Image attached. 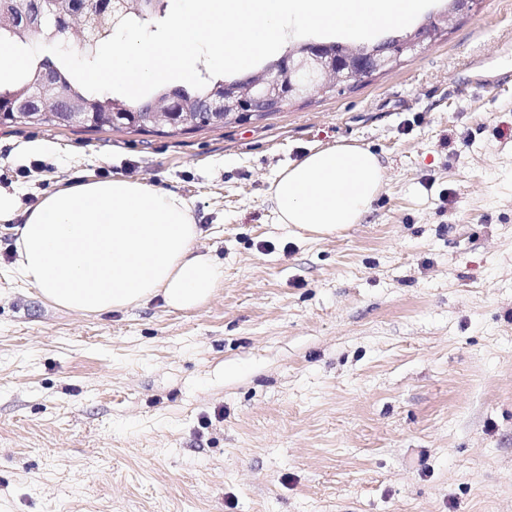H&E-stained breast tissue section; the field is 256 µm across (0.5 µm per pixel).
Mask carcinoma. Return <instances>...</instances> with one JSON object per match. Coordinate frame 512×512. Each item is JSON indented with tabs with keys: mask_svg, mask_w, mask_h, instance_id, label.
<instances>
[{
	"mask_svg": "<svg viewBox=\"0 0 512 512\" xmlns=\"http://www.w3.org/2000/svg\"><path fill=\"white\" fill-rule=\"evenodd\" d=\"M163 2L165 0H116L114 6L117 7L118 16L122 18L153 23L167 16V13L159 12V5ZM73 28L78 35L80 53L85 57H94L98 46L110 38V27L107 22L91 32L82 29L80 22L69 21L68 15L63 14L60 16L59 26L54 27L28 14L25 11L24 0H0V36L17 44L32 46L37 41H56L70 34ZM52 66L61 96L80 100L82 111L72 114L49 102L42 105L38 112H4L0 114V125L79 127L89 132L108 127L112 130L126 129L169 136L188 130L222 128L232 124V121L225 120L222 113L200 111V104L205 98L220 93L224 89V84L243 82L257 74V71L252 70L228 78L224 75L212 77L206 73L204 78L207 79V84L202 89H195L189 85L162 86L149 93L144 102L133 104L105 94L86 91L56 57L52 59ZM40 79V72L36 69L31 70L23 81L3 91L0 90V102H7L17 95L26 93ZM173 97L183 101L186 106V120L178 125L160 120L156 113L151 111V106L155 102ZM125 108L132 110L130 117L114 115V111Z\"/></svg>",
	"mask_w": 512,
	"mask_h": 512,
	"instance_id": "carcinoma-1",
	"label": "carcinoma"
}]
</instances>
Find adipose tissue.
I'll use <instances>...</instances> for the list:
<instances>
[{
  "instance_id": "ef3b65f1",
  "label": "adipose tissue",
  "mask_w": 512,
  "mask_h": 512,
  "mask_svg": "<svg viewBox=\"0 0 512 512\" xmlns=\"http://www.w3.org/2000/svg\"><path fill=\"white\" fill-rule=\"evenodd\" d=\"M385 183L369 149L310 152L282 170L269 199L279 223L332 235L361 223ZM17 275L51 305L102 314L148 305L185 311L206 304L224 273L200 252V230L176 193L122 177L46 194L17 229Z\"/></svg>"
}]
</instances>
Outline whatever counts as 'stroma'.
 Returning a JSON list of instances; mask_svg holds the SVG:
<instances>
[{"mask_svg":"<svg viewBox=\"0 0 512 512\" xmlns=\"http://www.w3.org/2000/svg\"><path fill=\"white\" fill-rule=\"evenodd\" d=\"M385 185L332 236L269 189L313 150ZM184 198L203 307L82 315L18 278L16 229L91 178ZM0 512H512V0L388 73L176 137L0 126Z\"/></svg>","mask_w":512,"mask_h":512,"instance_id":"stroma-1","label":"stroma"}]
</instances>
